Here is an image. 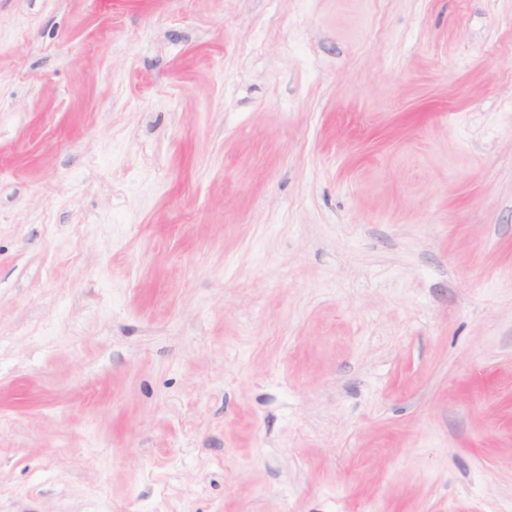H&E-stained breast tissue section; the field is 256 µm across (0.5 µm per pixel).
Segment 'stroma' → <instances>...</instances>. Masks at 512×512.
<instances>
[{
    "instance_id": "35a3bbf8",
    "label": "stroma",
    "mask_w": 512,
    "mask_h": 512,
    "mask_svg": "<svg viewBox=\"0 0 512 512\" xmlns=\"http://www.w3.org/2000/svg\"><path fill=\"white\" fill-rule=\"evenodd\" d=\"M0 512H512V0H0Z\"/></svg>"
}]
</instances>
